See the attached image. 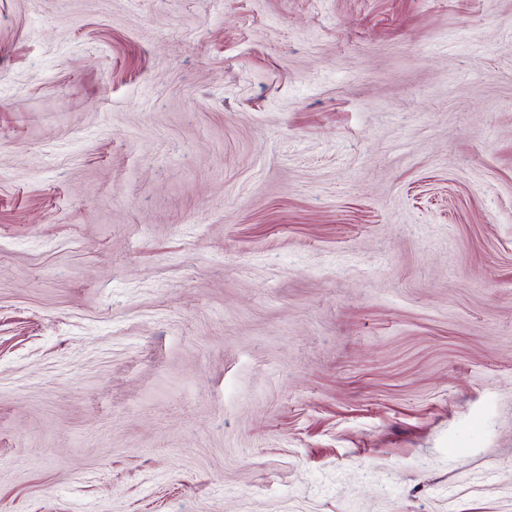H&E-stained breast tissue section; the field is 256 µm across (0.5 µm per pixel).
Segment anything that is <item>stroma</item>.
Listing matches in <instances>:
<instances>
[{
  "label": "stroma",
  "mask_w": 512,
  "mask_h": 512,
  "mask_svg": "<svg viewBox=\"0 0 512 512\" xmlns=\"http://www.w3.org/2000/svg\"><path fill=\"white\" fill-rule=\"evenodd\" d=\"M0 512H512V0H0Z\"/></svg>",
  "instance_id": "stroma-1"
}]
</instances>
